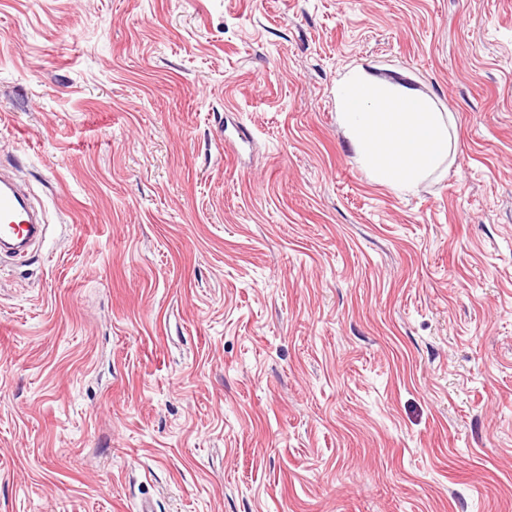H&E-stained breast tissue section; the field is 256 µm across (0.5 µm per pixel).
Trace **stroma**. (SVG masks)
<instances>
[{"label": "stroma", "mask_w": 512, "mask_h": 512, "mask_svg": "<svg viewBox=\"0 0 512 512\" xmlns=\"http://www.w3.org/2000/svg\"><path fill=\"white\" fill-rule=\"evenodd\" d=\"M443 112L374 181L353 66ZM0 512H512V0H0ZM37 214L8 177L0 178V247L8 241L26 242L40 231Z\"/></svg>", "instance_id": "obj_1"}]
</instances>
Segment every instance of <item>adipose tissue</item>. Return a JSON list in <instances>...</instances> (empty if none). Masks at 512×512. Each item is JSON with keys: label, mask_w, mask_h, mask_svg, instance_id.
Returning <instances> with one entry per match:
<instances>
[{"label": "adipose tissue", "mask_w": 512, "mask_h": 512, "mask_svg": "<svg viewBox=\"0 0 512 512\" xmlns=\"http://www.w3.org/2000/svg\"><path fill=\"white\" fill-rule=\"evenodd\" d=\"M337 119L374 179L408 190L448 155V125L431 100L362 67L340 81Z\"/></svg>", "instance_id": "ef3b65f1"}]
</instances>
